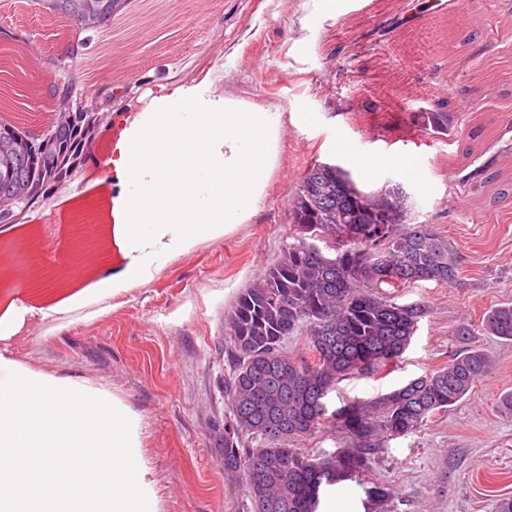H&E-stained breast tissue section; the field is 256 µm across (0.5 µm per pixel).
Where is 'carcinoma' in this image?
Segmentation results:
<instances>
[{"instance_id":"obj_1","label":"carcinoma","mask_w":512,"mask_h":512,"mask_svg":"<svg viewBox=\"0 0 512 512\" xmlns=\"http://www.w3.org/2000/svg\"><path fill=\"white\" fill-rule=\"evenodd\" d=\"M58 14L79 33L99 31L129 0H68ZM53 124L32 135L0 120V223L13 207L30 210L77 170L61 172L63 157L79 148L89 157L92 142L78 140V127L96 128L94 113L59 103ZM426 131L446 134L460 112L451 98L418 113ZM490 186V202L508 197L512 186L493 164L469 174ZM296 243L235 298L224 317L229 377L224 379L228 417L219 448L224 474L241 479L252 512H319L337 482L363 472L378 448V433L405 436L428 415L459 402L489 369L482 351L470 346L474 329L455 330L466 349L445 366L366 402H347L330 412L327 403L346 377H370L402 359L426 309L398 304L387 289L423 281L460 285L459 257L448 237L428 224L408 223V197L398 183L377 192L360 190L349 172L313 163L288 200ZM334 244L330 260L312 240ZM482 329L512 341V302L491 308ZM305 333L310 356L288 353V338ZM333 422L354 443L349 451L319 457L288 442ZM258 442L246 447V438Z\"/></svg>"}]
</instances>
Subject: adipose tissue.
I'll use <instances>...</instances> for the list:
<instances>
[{
    "label": "adipose tissue",
    "instance_id": "adipose-tissue-1",
    "mask_svg": "<svg viewBox=\"0 0 512 512\" xmlns=\"http://www.w3.org/2000/svg\"><path fill=\"white\" fill-rule=\"evenodd\" d=\"M282 128L281 113L249 112L228 97L204 109L177 92L127 119L106 161L123 188L112 222L126 263L113 293L144 286L160 265L246 223Z\"/></svg>",
    "mask_w": 512,
    "mask_h": 512
}]
</instances>
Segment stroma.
I'll return each mask as SVG.
<instances>
[{
	"label": "stroma",
	"instance_id": "obj_1",
	"mask_svg": "<svg viewBox=\"0 0 512 512\" xmlns=\"http://www.w3.org/2000/svg\"><path fill=\"white\" fill-rule=\"evenodd\" d=\"M130 15L111 32L93 33L76 70L94 69L99 51L115 66L111 103L86 97L100 112L99 156L36 204L22 220L0 223V317L18 321L0 340V355L34 372L117 397L138 427L140 453L160 512H248L242 483L224 476L214 431L227 411L230 373L224 317L236 296L294 240L288 198L314 162L348 170L358 188L401 184L410 221L432 225L458 251L462 287L419 282L395 292L396 303L423 304L411 345L397 367L350 378L330 395L331 408L367 402L447 364L461 348L453 331L472 324L473 346L492 361L489 374L447 411L402 437H381L361 482L343 484L332 512H367L363 486H388L377 512H496L512 498V341L481 332L485 313L512 300V198L496 207L467 181L486 162L512 168V0H131ZM459 16L479 34L483 53L447 37ZM23 28L40 55L21 72L0 74L25 129L45 113L27 94L50 88L44 56L75 34L58 37L36 0L0 6V29ZM183 90L201 99L229 97L252 112H279L286 131L265 196L234 232L206 239L162 266L145 286L119 295L92 285L120 271L112 240V200L121 188L103 167L123 117ZM448 97L466 101L463 119L485 125L479 148L460 155L462 130L424 131L416 113ZM374 98L378 112L361 104ZM94 261L56 282L74 249Z\"/></svg>",
	"mask_w": 512,
	"mask_h": 512
}]
</instances>
